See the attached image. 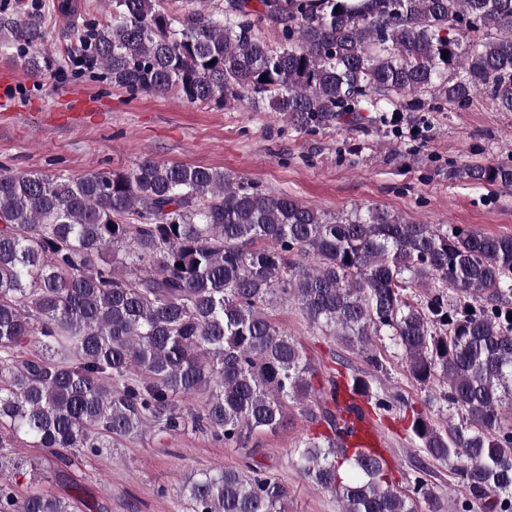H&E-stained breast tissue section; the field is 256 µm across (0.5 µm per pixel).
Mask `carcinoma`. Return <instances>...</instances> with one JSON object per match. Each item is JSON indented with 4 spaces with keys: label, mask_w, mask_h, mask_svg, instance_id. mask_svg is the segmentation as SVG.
I'll list each match as a JSON object with an SVG mask.
<instances>
[{
    "label": "carcinoma",
    "mask_w": 512,
    "mask_h": 512,
    "mask_svg": "<svg viewBox=\"0 0 512 512\" xmlns=\"http://www.w3.org/2000/svg\"><path fill=\"white\" fill-rule=\"evenodd\" d=\"M102 2L109 19L56 63L84 58L133 97L265 103L301 132L480 97L512 112V0H199L182 14ZM45 8L78 13L73 0ZM0 31L11 47L41 39L35 13L1 15ZM448 176L511 187L512 165L466 160ZM416 287L430 292L415 304ZM288 303L349 345L386 337L413 381L446 385L459 422L433 424L428 398L412 408L414 438L456 461L462 512H512V236L378 208L328 214L151 157L77 178L0 167V430L60 472L148 428L241 447L276 431L292 401L320 427L296 450L308 481L343 512H417L416 498L432 500L423 478L406 496L379 458L346 450L362 404L390 409L384 392L323 373L268 312ZM8 447L0 438V512H70L72 500L19 491L35 464ZM287 496L250 462L201 470L176 494L181 512H281Z\"/></svg>",
    "instance_id": "1"
}]
</instances>
